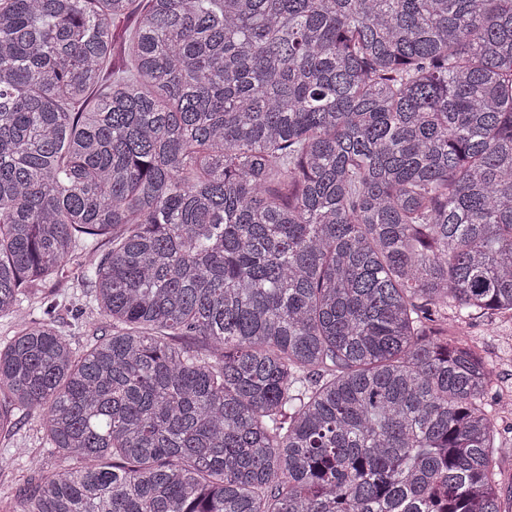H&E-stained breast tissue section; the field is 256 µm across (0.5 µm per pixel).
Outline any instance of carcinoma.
Returning a JSON list of instances; mask_svg holds the SVG:
<instances>
[{
	"mask_svg": "<svg viewBox=\"0 0 512 512\" xmlns=\"http://www.w3.org/2000/svg\"><path fill=\"white\" fill-rule=\"evenodd\" d=\"M135 2L0 0L9 512H502L512 0ZM58 293L60 300L83 303L86 305L89 315L93 312L92 307L88 304V299L86 300L84 296L83 288H58ZM93 314L96 317L91 324L85 326L78 323L69 312L63 310L56 319L57 329L69 339L76 349L83 350L93 340V337L105 334L110 328L108 319L97 316L94 312ZM466 338L478 355L495 365L497 391L512 394V317L478 315L466 326ZM37 416H27L21 424L18 434L0 438V501L7 502L13 499L19 489L23 487L28 473L25 468L19 465L20 461L15 459L14 448L16 444L25 445L30 448L31 456L38 460L37 468L43 473H50L55 467L63 463L56 456L48 454L36 436L35 428Z\"/></svg>",
	"mask_w": 512,
	"mask_h": 512,
	"instance_id": "obj_1",
	"label": "carcinoma"
}]
</instances>
